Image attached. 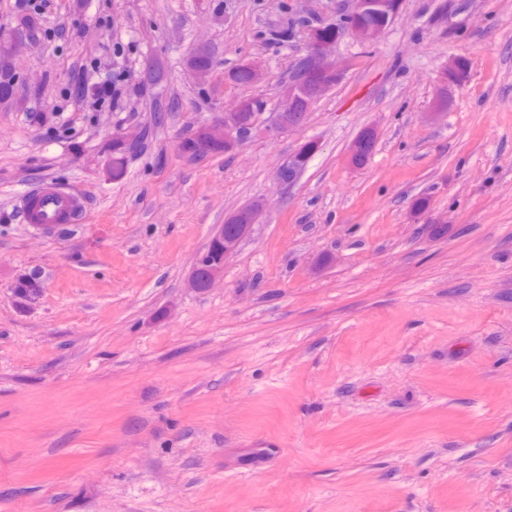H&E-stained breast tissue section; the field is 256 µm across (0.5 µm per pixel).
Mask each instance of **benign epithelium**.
I'll return each instance as SVG.
<instances>
[{"mask_svg": "<svg viewBox=\"0 0 512 512\" xmlns=\"http://www.w3.org/2000/svg\"><path fill=\"white\" fill-rule=\"evenodd\" d=\"M400 7L401 0H352L345 14L349 24L342 35H349L362 43H374L385 35L399 14ZM367 17H373L375 21L367 22ZM304 31L307 43L300 56L302 70L283 84L280 105L271 116L270 130L276 136L299 131L305 125L312 106L344 78V71L337 68L331 59L341 35L334 39H324L320 36V28L313 25L305 26ZM246 109L247 100L241 99L233 108H223L215 113L213 119L197 124L191 133L193 158L197 160L210 156L219 140L224 141L231 150H237L247 139L249 128L254 126V122L243 119ZM374 145L375 135L369 130L353 142L351 158L369 154ZM310 157V146L305 143L278 168V183L288 187L294 184L305 170ZM263 208L260 201L250 203L238 208L225 219V224L217 232L224 248L216 258L204 254L195 262L189 278L190 288L198 292L212 288L223 274L227 257L237 250L259 223Z\"/></svg>", "mask_w": 512, "mask_h": 512, "instance_id": "obj_1", "label": "benign epithelium"}]
</instances>
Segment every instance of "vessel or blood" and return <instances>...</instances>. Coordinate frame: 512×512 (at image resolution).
I'll return each instance as SVG.
<instances>
[{
    "label": "vessel or blood",
    "instance_id": "vessel-or-blood-1",
    "mask_svg": "<svg viewBox=\"0 0 512 512\" xmlns=\"http://www.w3.org/2000/svg\"><path fill=\"white\" fill-rule=\"evenodd\" d=\"M84 209L83 197L78 191L51 182L31 188L19 200L24 223L39 229L80 223Z\"/></svg>",
    "mask_w": 512,
    "mask_h": 512
}]
</instances>
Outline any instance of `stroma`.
Masks as SVG:
<instances>
[{
	"instance_id": "35a3bbf8",
	"label": "stroma",
	"mask_w": 512,
	"mask_h": 512,
	"mask_svg": "<svg viewBox=\"0 0 512 512\" xmlns=\"http://www.w3.org/2000/svg\"><path fill=\"white\" fill-rule=\"evenodd\" d=\"M349 3L0 0L1 28L35 25L0 47V512H512V0H403L378 42L341 40L344 80L274 136L303 41L265 32ZM458 56L467 78L441 90ZM244 61L259 85L229 80ZM117 62L118 102L72 95ZM249 97L266 107L242 146L188 163L180 138ZM147 126L113 179V133ZM44 182L83 194L81 223L21 222ZM255 201L252 234L193 291L219 225ZM34 269L44 292L22 310L12 287ZM310 144H314L317 148V144L315 142H307L303 144L278 168L276 172V179L279 184L289 187L298 180L311 157Z\"/></svg>"
}]
</instances>
